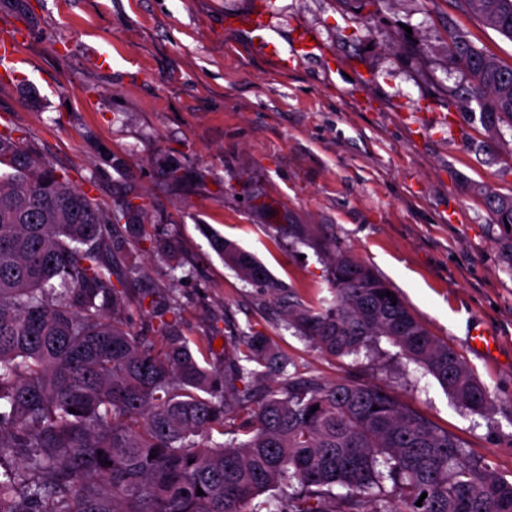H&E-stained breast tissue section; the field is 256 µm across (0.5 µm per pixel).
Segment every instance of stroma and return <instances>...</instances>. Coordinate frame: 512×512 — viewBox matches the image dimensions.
Returning <instances> with one entry per match:
<instances>
[{
    "instance_id": "1",
    "label": "stroma",
    "mask_w": 512,
    "mask_h": 512,
    "mask_svg": "<svg viewBox=\"0 0 512 512\" xmlns=\"http://www.w3.org/2000/svg\"><path fill=\"white\" fill-rule=\"evenodd\" d=\"M251 0H0V29L28 32L29 65L0 82V129H14L100 206L130 195L178 264L133 253L129 325L151 334L141 296L170 295L191 337L257 328L300 371L392 388L512 482V264L478 189L512 196V155L454 101L466 74L448 33L512 65V41L456 0H266L282 40L308 26L321 55L279 71L235 24ZM183 173L168 180V169ZM306 225L309 239L288 236ZM253 254L305 299L331 298L349 253L384 278L487 387L473 412L387 339L333 358L289 328L273 297L227 268L212 233ZM483 326L495 350H471Z\"/></svg>"
}]
</instances>
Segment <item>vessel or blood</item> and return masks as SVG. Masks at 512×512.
Masks as SVG:
<instances>
[{"label": "vessel or blood", "instance_id": "b4317fda", "mask_svg": "<svg viewBox=\"0 0 512 512\" xmlns=\"http://www.w3.org/2000/svg\"><path fill=\"white\" fill-rule=\"evenodd\" d=\"M240 22L254 33L260 49L275 60L280 70L292 68L296 61L314 55L319 49L316 39L310 38L305 30L292 37L290 45H283L267 17V6L262 0L255 5L252 14L241 16ZM24 38V33L17 29L0 32V72L4 75L15 73L22 64L18 47Z\"/></svg>", "mask_w": 512, "mask_h": 512}]
</instances>
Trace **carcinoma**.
Here are the masks:
<instances>
[{"label":"carcinoma","instance_id":"cac0c4a2","mask_svg":"<svg viewBox=\"0 0 512 512\" xmlns=\"http://www.w3.org/2000/svg\"><path fill=\"white\" fill-rule=\"evenodd\" d=\"M459 2L512 41V0ZM448 56L468 75L457 107L502 138L512 65L452 31ZM482 196L512 263V196ZM143 210L126 197L101 208L0 131V512H262L256 499L271 490L274 512H512V482L389 387L305 375L254 328L224 337L217 367L211 341L177 326L174 299L150 303L156 336L133 331L123 317L131 252L148 241L178 257L175 241L147 234ZM212 242L318 350L357 354L384 337L462 406L490 403L457 349L353 255L333 258V299L310 304L237 244ZM235 421L245 439L211 442Z\"/></svg>","mask_w":512,"mask_h":512}]
</instances>
